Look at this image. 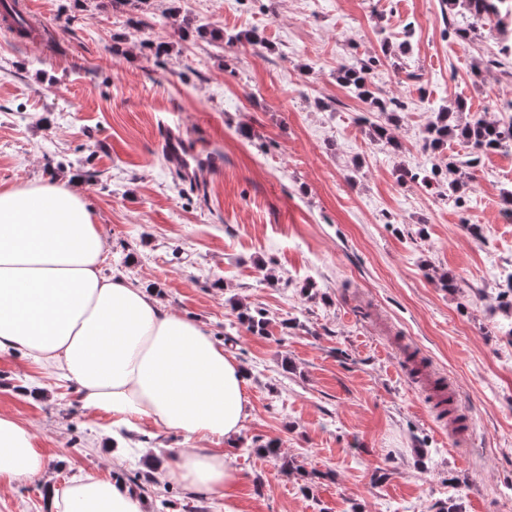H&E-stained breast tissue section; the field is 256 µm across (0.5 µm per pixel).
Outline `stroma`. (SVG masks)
I'll return each instance as SVG.
<instances>
[{"label":"stroma","instance_id":"1","mask_svg":"<svg viewBox=\"0 0 512 512\" xmlns=\"http://www.w3.org/2000/svg\"><path fill=\"white\" fill-rule=\"evenodd\" d=\"M39 38L0 29V185L79 177L108 243L107 264L201 324L249 378L228 497L159 479L176 448L223 447L146 421L127 435L89 414L72 383L0 354V410L27 425L42 480L0 486V512H45L47 487L81 474L139 472L145 512H512V148L483 156L469 203L402 184L428 170L424 130L463 99L467 116L512 98V66L478 78L491 21L443 0H27ZM472 27L464 43L446 24ZM220 38H212L211 30ZM256 32L263 46L226 43ZM170 43L154 57L148 42ZM390 56H383V49ZM371 80L404 102L394 151L369 135L379 113L336 79ZM221 157L208 184L183 182L164 128ZM498 270L486 276L487 255ZM453 277L456 288L441 283ZM314 288L303 289L304 280ZM265 312L268 333L237 321ZM415 351L468 415L463 447L404 364ZM277 439L278 459L251 451Z\"/></svg>","mask_w":512,"mask_h":512}]
</instances>
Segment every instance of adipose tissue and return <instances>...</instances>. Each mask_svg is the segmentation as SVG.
Instances as JSON below:
<instances>
[{
    "label": "adipose tissue",
    "instance_id": "obj_1",
    "mask_svg": "<svg viewBox=\"0 0 512 512\" xmlns=\"http://www.w3.org/2000/svg\"><path fill=\"white\" fill-rule=\"evenodd\" d=\"M94 209L69 180L0 186V353L18 354L78 387L90 412L138 417L225 449L180 448L168 481L225 495L238 481L230 444L250 400L244 367L154 290L104 266ZM29 428L0 413V482L40 479ZM47 512H142L140 498L93 473L49 490Z\"/></svg>",
    "mask_w": 512,
    "mask_h": 512
}]
</instances>
